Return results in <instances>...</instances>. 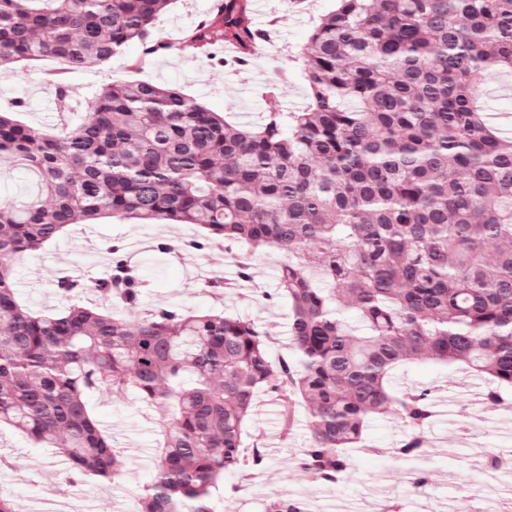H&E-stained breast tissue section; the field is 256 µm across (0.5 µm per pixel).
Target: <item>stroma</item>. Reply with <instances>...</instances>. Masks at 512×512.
I'll return each mask as SVG.
<instances>
[{"instance_id":"stroma-1","label":"stroma","mask_w":512,"mask_h":512,"mask_svg":"<svg viewBox=\"0 0 512 512\" xmlns=\"http://www.w3.org/2000/svg\"><path fill=\"white\" fill-rule=\"evenodd\" d=\"M263 21L276 25L271 46L254 55L248 73L260 88L251 97L239 92L233 68L214 65L200 54L183 49L182 40L191 28L215 8V0H173L156 23L169 49L144 55L138 44H128L111 61L89 68L59 71L51 59L15 63L11 76L0 78V107L22 101V122L47 131L78 126L86 117L94 93L115 81H148L175 86L211 110L242 120L244 113L287 111L289 101L305 105L307 82L300 54L322 15L334 10L336 0H311L310 10H300L294 0H263ZM278 81L276 97L263 87ZM70 91L71 108L61 112L54 96L57 82ZM190 224H142L135 219L106 217L92 224H72L53 243L26 254L15 267L20 300L38 312H55L61 303L54 281L59 274L95 281L108 272L104 252L112 242L140 241L130 260L141 268L147 282L144 308L161 303L178 304L194 314L218 309L251 317L271 335L270 354L280 358L290 352V309L285 301L267 300L273 292L283 260L277 253L249 257L252 278L236 274L239 253L184 251L180 245L192 238ZM174 244V251L158 259L153 247L158 240ZM224 278V295L215 297L203 288L213 274ZM471 379L485 391L483 377H468L460 368H442L416 362L400 369L395 387L430 388L438 405L428 447L419 459L404 461L393 450L406 436L402 423L390 416L372 418L365 445L353 449L349 478L338 485L317 481L301 470L297 461L310 438V419L305 409L285 416L278 403L265 414L254 415L246 432L249 445L260 448L261 469L244 467L225 475L220 512H265L277 497L307 502L311 512H383L393 505L403 512H454L465 504L467 512H512V405L473 403L461 389ZM101 426L112 429V441L123 448L127 466L122 477L92 483L89 493H79L68 478V463L56 449L34 444L25 435L0 429V456L9 466L0 467V495L15 505L41 507L43 512H125L127 498H140L155 478V457L163 416L159 409L134 398L112 399L91 395ZM505 464L487 473L488 455ZM425 474L424 494L412 485L415 474Z\"/></svg>"}]
</instances>
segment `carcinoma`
<instances>
[{"mask_svg":"<svg viewBox=\"0 0 512 512\" xmlns=\"http://www.w3.org/2000/svg\"><path fill=\"white\" fill-rule=\"evenodd\" d=\"M172 0H0V77L21 59L100 65L129 43L146 54ZM250 0H222L187 36L250 59ZM300 112L231 123L177 88L113 83L61 134L0 111V160L34 174L35 197L0 199V426L57 448L78 482L123 474L124 454L88 395L133 394L164 411L156 476L141 512H216L224 475L257 468L243 432L257 391L297 405L312 437L298 466L339 483L369 416L408 429L394 449L426 452L431 392H396L416 361L462 364L512 396V138L478 105L484 72H512V0H337L304 52ZM112 216L196 224L189 250L279 251L291 358L274 363L250 319L141 307L139 269L115 241L106 277L66 274V307L30 310L13 269L69 224ZM94 289L124 316L84 301ZM276 498L268 512H297Z\"/></svg>","mask_w":512,"mask_h":512,"instance_id":"obj_1","label":"carcinoma"}]
</instances>
